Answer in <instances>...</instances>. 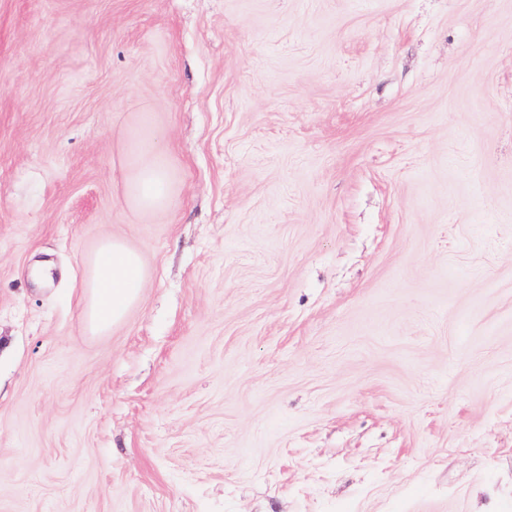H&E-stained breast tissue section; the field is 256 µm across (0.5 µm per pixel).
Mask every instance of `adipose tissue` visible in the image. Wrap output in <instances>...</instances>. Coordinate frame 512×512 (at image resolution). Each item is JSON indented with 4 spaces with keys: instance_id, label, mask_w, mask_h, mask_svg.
<instances>
[{
    "instance_id": "obj_1",
    "label": "adipose tissue",
    "mask_w": 512,
    "mask_h": 512,
    "mask_svg": "<svg viewBox=\"0 0 512 512\" xmlns=\"http://www.w3.org/2000/svg\"><path fill=\"white\" fill-rule=\"evenodd\" d=\"M123 192L134 209H167L172 200L165 153L159 148H135ZM146 279L138 252L120 238H103L90 260L84 319L91 330L104 332L119 322L136 303Z\"/></svg>"
}]
</instances>
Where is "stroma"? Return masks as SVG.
Instances as JSON below:
<instances>
[{
    "label": "stroma",
    "instance_id": "35a3bbf8",
    "mask_svg": "<svg viewBox=\"0 0 512 512\" xmlns=\"http://www.w3.org/2000/svg\"><path fill=\"white\" fill-rule=\"evenodd\" d=\"M0 512H512V0H0ZM132 141L135 149L123 186L125 200L139 211L165 210L172 200L165 152L155 147L143 150L137 141ZM146 270L138 252L120 238H103L90 260L84 320L105 332L119 322L140 297Z\"/></svg>",
    "mask_w": 512,
    "mask_h": 512
}]
</instances>
